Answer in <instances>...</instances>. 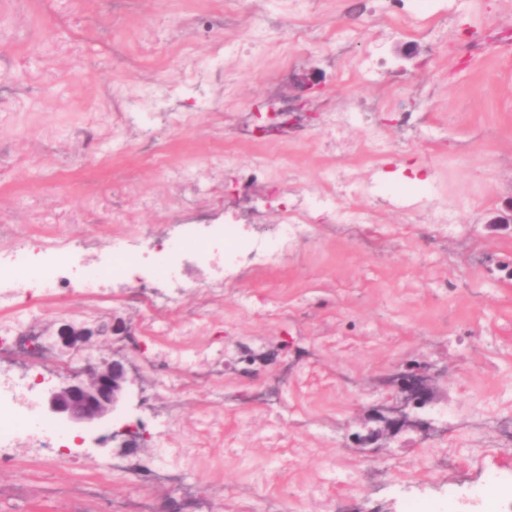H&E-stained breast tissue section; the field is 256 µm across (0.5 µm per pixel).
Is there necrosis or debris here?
Listing matches in <instances>:
<instances>
[{
    "mask_svg": "<svg viewBox=\"0 0 512 512\" xmlns=\"http://www.w3.org/2000/svg\"><path fill=\"white\" fill-rule=\"evenodd\" d=\"M368 113L350 106L323 112L320 134L331 152H348V134ZM301 119L298 112L270 96L259 118L241 113L235 124L245 137L274 143L286 139ZM373 185L362 174L344 175L326 169L323 182L310 200H295L281 206L282 221L270 239L251 236L241 224H150L129 225L120 237L102 236L107 259L98 265L83 261L72 249L73 235L58 234L49 227L32 230L24 241H16L13 227L0 225V355L12 353L9 365H0V468L37 466L60 457L63 467L80 464L76 441L59 423L38 413L42 393L55 379L76 373L72 363L54 359L50 337L35 327L41 307L63 301L66 290L98 302L110 289L150 295L158 309L179 308L186 286H194L201 301L223 299L227 286L248 279L259 269L279 267L303 231L314 224H369L372 211L337 206L341 196L372 194ZM193 260L202 275L186 283L183 265ZM167 324L153 323L152 342L147 343V364L158 374L165 390L183 389L197 376L203 364L223 359L220 349L164 346ZM181 423L177 413L162 416L155 428L156 451L138 468L146 483L175 484L182 463L193 461L194 449L176 440L173 431Z\"/></svg>",
    "mask_w": 512,
    "mask_h": 512,
    "instance_id": "4bbe7bcc",
    "label": "necrosis or debris"
}]
</instances>
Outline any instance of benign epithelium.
<instances>
[{
  "label": "benign epithelium",
  "instance_id": "obj_1",
  "mask_svg": "<svg viewBox=\"0 0 512 512\" xmlns=\"http://www.w3.org/2000/svg\"><path fill=\"white\" fill-rule=\"evenodd\" d=\"M94 334L85 323L58 332L61 345L75 356ZM131 382L123 360L101 358L88 367L85 374L72 375L50 389L44 404L49 413L63 416L76 426H97L123 406ZM428 401L429 388L424 376L414 372L403 374L398 395L391 398V404L381 407L386 425L390 428L404 426L409 418L408 409L421 408Z\"/></svg>",
  "mask_w": 512,
  "mask_h": 512
}]
</instances>
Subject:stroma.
<instances>
[{
    "label": "stroma",
    "mask_w": 512,
    "mask_h": 512,
    "mask_svg": "<svg viewBox=\"0 0 512 512\" xmlns=\"http://www.w3.org/2000/svg\"><path fill=\"white\" fill-rule=\"evenodd\" d=\"M273 0H0V224L18 235L31 226L80 225L84 240L111 230L112 212L136 224L220 223L272 218L267 189L236 191L224 155L247 164L258 145L240 139L233 116L252 111L272 89L343 105L378 100L377 127L396 161L368 199L343 205L373 211L361 227L318 225L282 265L228 288L205 304L187 293L164 316L179 335L184 313L204 326L197 347L224 350L222 367L202 366L189 393L154 394L150 368L134 372L122 420L151 425L177 411L176 436L201 449L182 487L144 489L135 476L113 482L99 512H512V0H407L392 13L378 0H306L304 12L272 28L274 47L257 48L232 71L210 67L225 42L245 36V16ZM239 20L225 19V9ZM428 9L448 38L422 35ZM304 29L314 48L299 60L280 47ZM349 34L348 54L380 50L387 64L373 81L342 66L329 46ZM236 90L225 95V81ZM148 93L168 111L208 112L161 133L170 165L209 184L195 200L170 183L139 141L115 157L112 114L123 96ZM420 114L422 131L396 125L393 112ZM354 151L330 157L303 129L267 147L271 166L299 192L326 168L372 162L361 129ZM425 198L407 216L392 196ZM148 197L165 206L146 209ZM455 206L448 235L431 232L428 210ZM95 326L126 333L91 337L86 350L136 362L154 315L126 304L121 291L91 307ZM419 366L431 374L429 403L414 426L383 439L381 455L360 435L381 428L377 413L393 379ZM224 394V425L198 426ZM78 474L47 462L0 468V512H84L76 475L110 456L136 468L147 442L124 444L84 432Z\"/></svg>",
    "instance_id": "35a3bbf8"
}]
</instances>
